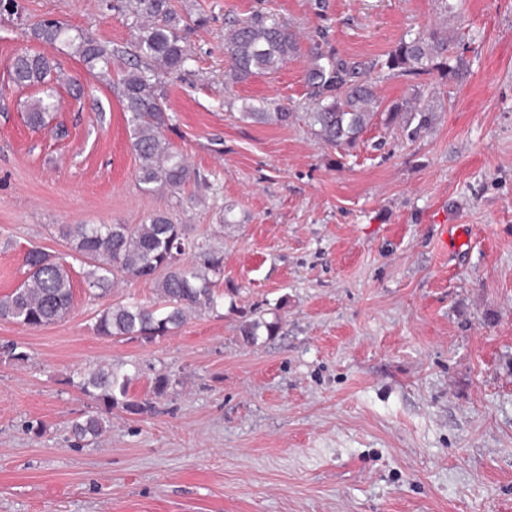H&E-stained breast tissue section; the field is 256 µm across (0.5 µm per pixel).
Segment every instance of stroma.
Masks as SVG:
<instances>
[{"instance_id": "35a3bbf8", "label": "stroma", "mask_w": 512, "mask_h": 512, "mask_svg": "<svg viewBox=\"0 0 512 512\" xmlns=\"http://www.w3.org/2000/svg\"><path fill=\"white\" fill-rule=\"evenodd\" d=\"M0 18V296L25 254L64 258L72 310L38 329L0 322V512H512V0H174L205 17L194 60L162 75L165 138L205 184L142 190L113 82L134 30L103 0H21ZM291 24L300 50L234 79L230 20ZM51 18L119 51L110 79L45 50ZM460 39L458 79L376 76L382 105L421 89L437 112L416 139L374 122L355 147L312 134L313 43L367 64L410 30ZM48 51L47 87L10 81L20 52ZM60 100L47 127L31 100ZM287 122L244 116L260 100ZM165 211L194 246L224 253L217 309L150 342L95 335L106 301L148 302L152 282L90 297L65 224H141ZM457 225L452 249L440 227ZM275 335L246 340L254 319ZM124 362L129 394L173 385L152 413L112 409L98 444L72 421L99 413L82 373ZM54 95L51 91L46 92L44 97H39L31 105L27 112V120L33 127H44L46 115L56 108Z\"/></svg>"}]
</instances>
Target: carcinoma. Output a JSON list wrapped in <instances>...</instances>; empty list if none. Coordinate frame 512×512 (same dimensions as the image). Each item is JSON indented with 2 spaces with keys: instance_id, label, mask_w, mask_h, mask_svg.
I'll return each instance as SVG.
<instances>
[{
  "instance_id": "cac0c4a2",
  "label": "carcinoma",
  "mask_w": 512,
  "mask_h": 512,
  "mask_svg": "<svg viewBox=\"0 0 512 512\" xmlns=\"http://www.w3.org/2000/svg\"><path fill=\"white\" fill-rule=\"evenodd\" d=\"M121 9L134 19L132 70L117 86L127 114L130 144L140 161L138 179L144 190H180L202 181L186 158L164 138L169 117L164 94L158 89L161 73H178L192 60L186 42L185 19L173 0H123ZM33 39L48 47L63 45L104 77L110 73L112 49L85 30H73L56 20H42L31 28ZM456 35L443 26H428L407 32L387 53L381 67L390 72L420 74L436 71L452 79L461 62L453 55ZM224 48L233 76L243 80L255 73H273L299 51L290 25L269 22L260 14L233 21ZM53 60L45 53L17 54L10 79L19 88L46 83ZM306 81L316 103L308 113L315 134L333 147L351 148L379 114L380 100L375 82L362 64L338 56L316 45L309 52ZM56 108L54 95L46 92L27 112L33 127L46 125V115ZM245 116L257 121H288V113L253 107ZM434 119V107L417 90L409 98L388 105L384 123H399L414 139ZM71 249L87 265L85 282L95 296L107 295L112 282H155L164 307L141 302L111 303L97 318L96 334L104 337L152 340L180 327L188 313L207 312L217 304L216 286L224 276V256L204 250L190 260L186 253L185 226L164 212L148 216L143 224H70L64 228ZM26 280L11 294L0 298V320L29 328L43 327L65 319L72 309V283L67 264L39 249L24 258ZM129 377L117 367L96 368L83 375L79 385L97 404L110 410L121 407L133 415L151 411L152 403L128 394ZM105 428L98 415H88L72 424L76 440L90 442Z\"/></svg>"
}]
</instances>
